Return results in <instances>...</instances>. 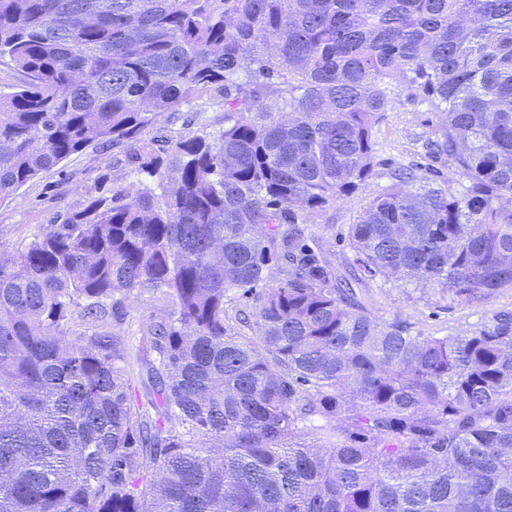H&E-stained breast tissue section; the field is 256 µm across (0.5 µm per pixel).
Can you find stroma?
<instances>
[{
    "label": "stroma",
    "mask_w": 512,
    "mask_h": 512,
    "mask_svg": "<svg viewBox=\"0 0 512 512\" xmlns=\"http://www.w3.org/2000/svg\"><path fill=\"white\" fill-rule=\"evenodd\" d=\"M223 126V113L198 112L189 104L181 111L166 113L157 125L147 129L145 136L150 139L164 133L177 137L215 132ZM443 126L442 113L428 103L396 98L373 128L375 158L371 176L349 197L308 215L311 236L338 273H345L353 259L347 241L349 224L355 223L363 208L389 185L391 170L399 166L430 167L440 171L453 189L467 187V178L448 158L437 159L427 152L428 140L436 139ZM132 179L124 146L87 147L61 166L40 174L16 195L0 200V251L10 253L20 248L59 214L97 196L100 188L123 186ZM367 291L369 308L375 316L386 321H408L414 330L427 336L456 335L477 327L492 313L512 312L511 289L465 306L434 292L422 297L414 289L382 279L369 283ZM156 311L157 304L149 295H134L127 300L125 319L114 324L112 332L129 355H137L146 321Z\"/></svg>",
    "instance_id": "35a3bbf8"
}]
</instances>
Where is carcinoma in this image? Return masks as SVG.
<instances>
[{
    "label": "carcinoma",
    "instance_id": "obj_1",
    "mask_svg": "<svg viewBox=\"0 0 512 512\" xmlns=\"http://www.w3.org/2000/svg\"><path fill=\"white\" fill-rule=\"evenodd\" d=\"M2 58L0 199L94 141L135 181L0 253V512H512V313L425 336L357 292L512 289V0H0ZM202 94L222 130L144 141ZM402 95L469 186L392 172L338 278L303 215ZM125 304L127 312L125 320L121 324L114 322L112 333L118 337L129 353V360L136 372V356L141 348L143 329L148 317L156 313L158 306L147 294L131 296Z\"/></svg>",
    "mask_w": 512,
    "mask_h": 512
}]
</instances>
